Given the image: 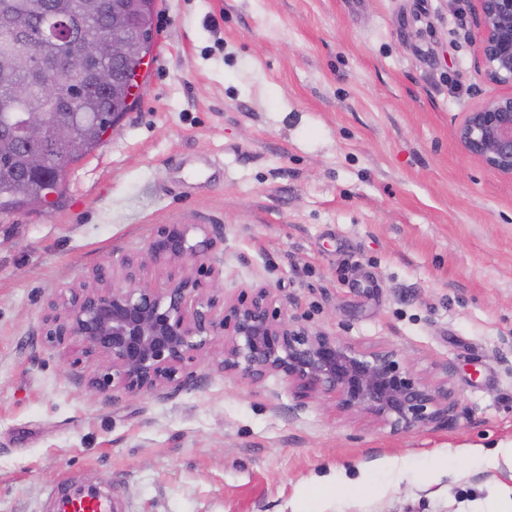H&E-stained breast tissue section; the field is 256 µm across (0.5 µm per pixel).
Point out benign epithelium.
Masks as SVG:
<instances>
[{"instance_id":"7a95c632","label":"benign epithelium","mask_w":512,"mask_h":512,"mask_svg":"<svg viewBox=\"0 0 512 512\" xmlns=\"http://www.w3.org/2000/svg\"><path fill=\"white\" fill-rule=\"evenodd\" d=\"M479 26L478 68L492 85L512 86V0H471ZM154 32L127 42L102 33L63 48L46 67L39 56L20 54L17 67L31 72L57 112L27 113L21 136L28 148L26 173L43 181V208L61 190L65 170L46 173V147L84 154L74 126L84 101L82 82L117 87L120 63H141L126 97L136 102L154 45ZM112 66L90 69L105 55ZM460 146L487 167L512 178V92L487 95L463 113L456 130ZM223 244L207 224H159L140 256L119 263L109 257L79 288L46 301L41 341L73 348L71 366L86 368L87 390L137 397L197 385V361L219 350L217 368L257 385L280 377L295 396L328 397L344 412H364L399 430L427 426L448 415V381L417 377L393 350L365 352L333 333L308 325L263 283L238 296L224 295L223 267L211 257ZM165 275L163 287L148 281Z\"/></svg>"}]
</instances>
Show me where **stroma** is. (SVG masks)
I'll return each instance as SVG.
<instances>
[{
	"label": "stroma",
	"instance_id": "1",
	"mask_svg": "<svg viewBox=\"0 0 512 512\" xmlns=\"http://www.w3.org/2000/svg\"><path fill=\"white\" fill-rule=\"evenodd\" d=\"M156 3L132 110L52 207L0 215V512L62 478L124 512H512V179L456 141L492 91L467 0ZM159 224L218 226L226 297L266 283L448 380L447 420L395 431L209 355L189 390L88 392L46 299Z\"/></svg>",
	"mask_w": 512,
	"mask_h": 512
}]
</instances>
